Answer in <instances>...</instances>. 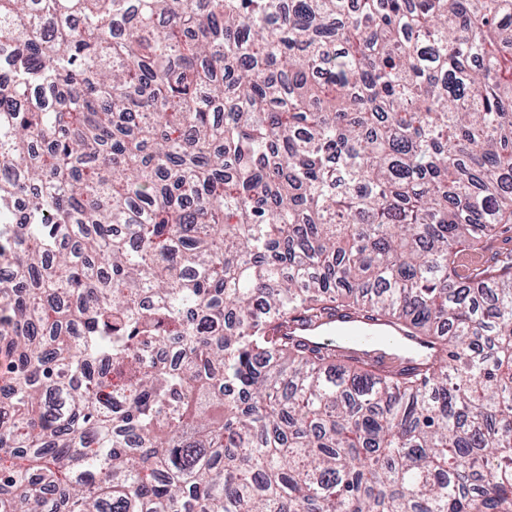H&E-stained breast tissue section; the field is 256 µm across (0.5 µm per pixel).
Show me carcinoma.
Instances as JSON below:
<instances>
[{
  "mask_svg": "<svg viewBox=\"0 0 512 512\" xmlns=\"http://www.w3.org/2000/svg\"><path fill=\"white\" fill-rule=\"evenodd\" d=\"M511 242L512 0H0V512H512ZM381 325L385 323L369 324L356 316H347L314 326L296 321L290 324L287 331L310 343L334 341L337 346L381 371L399 364L396 353L400 349L416 353L424 351L398 327H379Z\"/></svg>",
  "mask_w": 512,
  "mask_h": 512,
  "instance_id": "carcinoma-1",
  "label": "carcinoma"
}]
</instances>
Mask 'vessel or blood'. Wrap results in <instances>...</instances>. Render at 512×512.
<instances>
[{"label":"vessel or blood","instance_id":"obj_1","mask_svg":"<svg viewBox=\"0 0 512 512\" xmlns=\"http://www.w3.org/2000/svg\"><path fill=\"white\" fill-rule=\"evenodd\" d=\"M289 332L311 343L336 342L337 346L382 371L398 365V351L416 348L415 342L398 327L386 328L354 316L337 317L320 326L296 321L290 324Z\"/></svg>","mask_w":512,"mask_h":512}]
</instances>
